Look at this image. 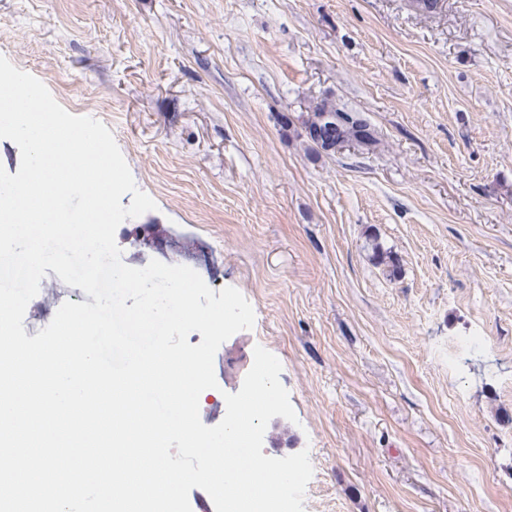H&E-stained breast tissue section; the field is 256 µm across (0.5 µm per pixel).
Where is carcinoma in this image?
I'll list each match as a JSON object with an SVG mask.
<instances>
[{"label":"carcinoma","instance_id":"obj_1","mask_svg":"<svg viewBox=\"0 0 512 512\" xmlns=\"http://www.w3.org/2000/svg\"><path fill=\"white\" fill-rule=\"evenodd\" d=\"M308 142L318 153L336 152L337 141H351L371 147L378 142L377 133L363 113L341 101L322 99L310 108L304 122Z\"/></svg>","mask_w":512,"mask_h":512}]
</instances>
